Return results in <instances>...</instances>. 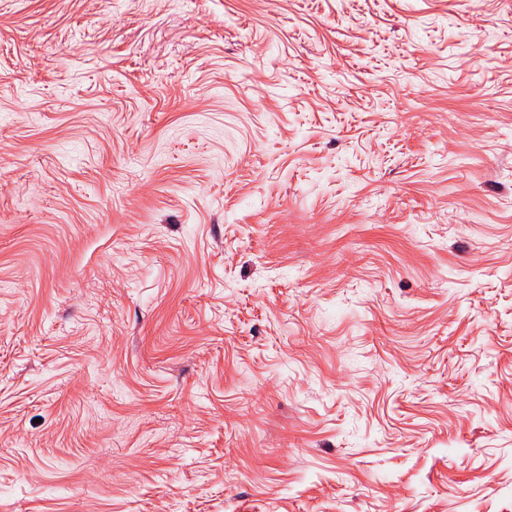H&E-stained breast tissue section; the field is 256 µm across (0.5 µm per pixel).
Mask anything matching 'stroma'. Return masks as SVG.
<instances>
[{
    "label": "stroma",
    "instance_id": "stroma-1",
    "mask_svg": "<svg viewBox=\"0 0 512 512\" xmlns=\"http://www.w3.org/2000/svg\"><path fill=\"white\" fill-rule=\"evenodd\" d=\"M0 512H512V0H0Z\"/></svg>",
    "mask_w": 512,
    "mask_h": 512
}]
</instances>
